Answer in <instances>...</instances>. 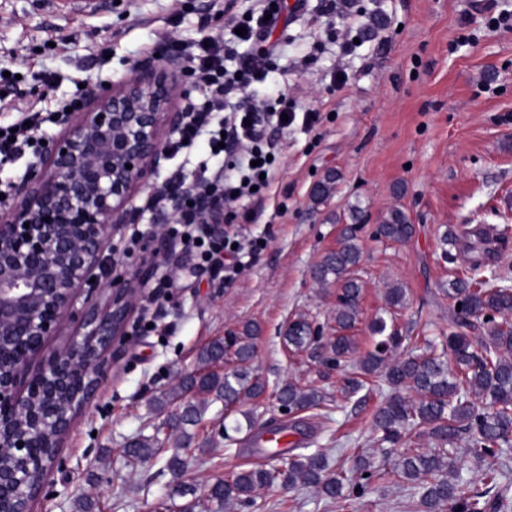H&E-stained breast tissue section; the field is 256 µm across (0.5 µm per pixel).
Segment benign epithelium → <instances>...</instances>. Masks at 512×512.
Here are the masks:
<instances>
[{
	"instance_id": "benign-epithelium-1",
	"label": "benign epithelium",
	"mask_w": 512,
	"mask_h": 512,
	"mask_svg": "<svg viewBox=\"0 0 512 512\" xmlns=\"http://www.w3.org/2000/svg\"><path fill=\"white\" fill-rule=\"evenodd\" d=\"M179 84L174 62L146 61L112 89L91 92L75 117L45 139L14 183L12 204L0 211V447L12 449L16 460L0 467V512H32L63 437L130 341L138 273L110 275L108 250L138 216L137 186L165 159L161 127L174 133L186 119L175 104ZM167 223L165 217L146 232L153 255L169 248ZM105 290L109 304L101 310L97 298ZM77 309L80 330L47 350V338ZM98 337L95 355L77 359ZM34 356L44 357L43 366L24 384L22 370ZM59 391L71 394L64 409L34 401ZM17 416L28 429H11ZM45 427L55 432L50 443L41 437Z\"/></svg>"
}]
</instances>
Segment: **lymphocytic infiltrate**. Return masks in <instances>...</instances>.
Instances as JSON below:
<instances>
[{
  "label": "lymphocytic infiltrate",
  "instance_id": "obj_1",
  "mask_svg": "<svg viewBox=\"0 0 512 512\" xmlns=\"http://www.w3.org/2000/svg\"><path fill=\"white\" fill-rule=\"evenodd\" d=\"M279 12V6L273 5L271 0H262L260 19L246 28L245 38L251 42L252 49L241 57L237 74L225 71L224 56L228 49L217 37H207L205 42L184 49L185 58L193 65L202 101L187 106V118L180 137L195 142L208 127L212 114L223 113L225 129L212 131L209 144L222 146L226 158L231 159L241 171L240 177L233 179L218 168L208 174L200 173L191 183L187 182L182 171H174L147 204L148 209L161 211L174 199L185 200L178 222L183 230L185 247L194 254L195 267L199 270L219 271L224 267L225 258L240 259L245 255L244 245L236 244L234 237L216 236L213 226L218 223L219 215L204 213L201 209L203 200L209 197L229 206L236 198L251 196L253 187L268 186L269 157L278 148L277 142L267 135L268 126L274 124L282 129L287 119L298 117L303 125L311 128L319 119L313 110L300 116L291 109L283 115L270 108L237 100L242 91L243 77L259 78L267 70L269 58L275 51L274 45L268 42L271 18ZM78 103V98H71L46 118L28 105L20 110L13 124H0V165L28 153L36 154L39 146L33 141L35 131L43 122H62L67 112L77 109Z\"/></svg>",
  "mask_w": 512,
  "mask_h": 512
}]
</instances>
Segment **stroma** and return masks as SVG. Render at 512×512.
I'll list each match as a JSON object with an SVG mask.
<instances>
[{
  "label": "stroma",
  "instance_id": "35a3bbf8",
  "mask_svg": "<svg viewBox=\"0 0 512 512\" xmlns=\"http://www.w3.org/2000/svg\"><path fill=\"white\" fill-rule=\"evenodd\" d=\"M210 2L106 0L90 10L79 0H0V74L19 76L30 100L51 108L77 85L121 81L134 63L155 58L157 32L174 45L196 42L205 16L211 34L245 52L236 30L258 0H223L215 14ZM505 13L512 14V0H305L301 10L282 14L268 73L249 80L243 96L272 106L282 92L289 106L316 110L320 118L314 129L297 123L279 133L282 149L263 202L234 223L246 239H261V250L240 270L217 274L190 273L194 259L177 241L168 253H145L142 236L154 217L148 199L170 171L194 180L210 153L208 139L168 154L158 175L137 189L134 205L145 213L114 237V260L121 272L158 265L177 274L163 289L153 278L137 282L141 302L130 342L63 439L32 512H76L81 494L98 499L100 512H420L407 485L379 479L345 509L281 482L257 490L249 505L227 509L208 501L216 479L271 453L242 412L225 413L219 401L208 404L198 427L206 451H193L181 476L166 467L175 429L158 456L135 464L123 445L156 434L182 409L180 398L162 413L152 402L196 368L203 346L254 322L260 334L253 373L272 390L295 381L325 396L320 410L287 417L266 397L262 425L294 424L289 442L322 452L329 466L352 468L365 450L376 470L392 469L395 460L377 454L371 427L390 388L343 398V372L308 352L290 354L284 336L301 314L322 338L332 336L336 287L318 284L312 271L336 249L355 204L366 219L357 232L364 283L354 331L359 350L371 349L369 323L394 285L407 297L397 313L400 327L414 336L447 328L448 283L469 259L459 253L444 260L440 235L465 224L512 228V26L501 25ZM330 171L340 175L332 194L315 200L316 183ZM396 208L414 224L413 237L374 240L377 224Z\"/></svg>",
  "mask_w": 512,
  "mask_h": 512
}]
</instances>
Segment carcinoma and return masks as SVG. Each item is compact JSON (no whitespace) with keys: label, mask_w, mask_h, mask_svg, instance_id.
Segmentation results:
<instances>
[{"label":"carcinoma","mask_w":512,"mask_h":512,"mask_svg":"<svg viewBox=\"0 0 512 512\" xmlns=\"http://www.w3.org/2000/svg\"><path fill=\"white\" fill-rule=\"evenodd\" d=\"M350 218L352 224L342 229L339 247L326 253L314 269L317 282H334L339 288L336 336L323 348L331 353L328 361L337 367L356 359L355 371L343 386L345 393L358 392L371 378H382L388 383L392 395L373 413L372 430L385 453L399 447L405 451L393 469L384 473L374 470L371 457L357 455V482L340 468L330 470L319 453H292L285 457L275 452L271 459L279 465L233 471L210 485L208 498L226 507L249 503L257 489L269 488L282 477L290 487L300 483L316 489L332 502H343L365 494L367 484L362 479L367 473L380 479L398 477L410 484L417 490L423 512H486L492 505L508 508L509 498L497 489L498 468L492 466L485 472L491 487L466 496L452 480L456 473L453 462L439 452L416 446L417 439L425 436L438 448H453L466 434V453L480 460H497L503 447L512 443V289L475 276L506 247V230H497L492 237L481 228L465 227L458 233L450 230L441 236L443 254H448V246L463 241L472 253L470 274L449 282L448 298L453 305L448 317V336L444 337L442 347L426 336L413 338L398 328L393 314L405 306L406 295L403 288L394 286L387 293L384 313L375 316L370 324L372 335L377 337L375 348L360 355L348 331L354 328L359 316L361 283L355 272L361 261V249L356 242V226L363 221V210L353 207ZM413 233L414 225L406 213L393 209L377 226L374 236L404 242ZM259 332L257 325L248 324L241 335L213 341L200 350V368L185 373L175 391V395L187 398L175 416L174 428L180 433L178 447L192 445L195 434L189 429L200 423L206 410L192 402L196 396L208 395L214 401L224 402L227 408L250 400L256 402L264 396L265 382L251 375L246 367L253 357ZM286 338L288 345L302 350L318 340V330L300 316L288 325ZM411 338L417 346L400 352L404 342ZM231 349L238 362L236 368L222 375L207 370ZM274 398L290 414L316 409L324 402V395L312 385L291 381L276 389ZM161 446L158 436H141L124 452L131 459L142 461L156 455ZM493 490L494 498L487 499Z\"/></svg>","instance_id":"carcinoma-1"}]
</instances>
